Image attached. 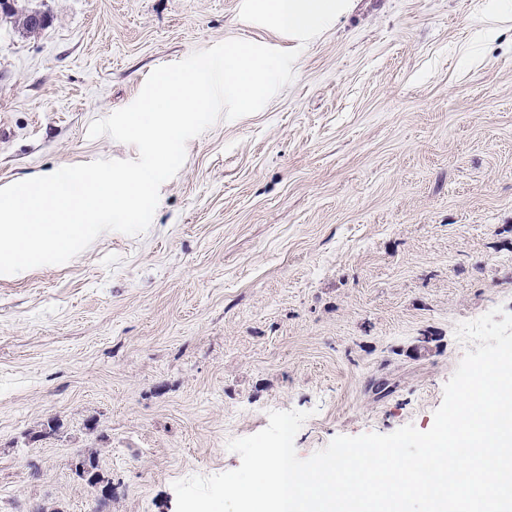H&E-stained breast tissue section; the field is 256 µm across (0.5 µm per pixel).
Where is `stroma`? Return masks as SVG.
I'll list each match as a JSON object with an SVG mask.
<instances>
[{"instance_id": "stroma-1", "label": "stroma", "mask_w": 512, "mask_h": 512, "mask_svg": "<svg viewBox=\"0 0 512 512\" xmlns=\"http://www.w3.org/2000/svg\"><path fill=\"white\" fill-rule=\"evenodd\" d=\"M242 0H14L0 12V187L135 146L89 138L149 74L229 39L298 50L258 113L186 144L149 229L0 275V512H176L234 438L309 412L339 435L430 429L468 349L512 312V13L357 0L315 41ZM40 11L36 34L14 15ZM100 449L112 497L71 463Z\"/></svg>"}]
</instances>
